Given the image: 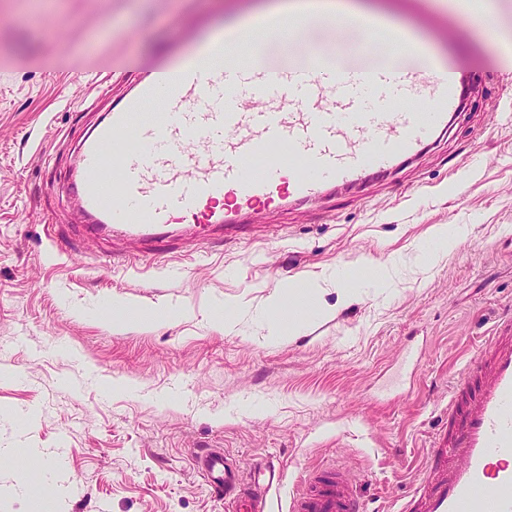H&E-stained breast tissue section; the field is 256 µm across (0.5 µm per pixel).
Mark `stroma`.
<instances>
[{
  "instance_id": "obj_1",
  "label": "stroma",
  "mask_w": 512,
  "mask_h": 512,
  "mask_svg": "<svg viewBox=\"0 0 512 512\" xmlns=\"http://www.w3.org/2000/svg\"><path fill=\"white\" fill-rule=\"evenodd\" d=\"M279 2L0 0V512H29L27 484L50 512H225L192 469L202 448L279 466L267 512L319 468L365 512H398L423 479L475 338L512 312V50L477 29L441 45L477 75L451 135L358 192L163 255L78 229L74 151L123 82ZM451 224L467 234L438 247ZM380 264L391 278L356 302L322 293L333 317L273 329L279 284ZM116 305L171 317L116 324Z\"/></svg>"
}]
</instances>
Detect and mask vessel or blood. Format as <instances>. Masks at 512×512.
I'll return each mask as SVG.
<instances>
[{"mask_svg":"<svg viewBox=\"0 0 512 512\" xmlns=\"http://www.w3.org/2000/svg\"><path fill=\"white\" fill-rule=\"evenodd\" d=\"M348 25L384 34L395 60L349 65L340 48L298 63L271 59L293 43L280 12H244L140 77L77 151L71 188L86 235H127L147 249L190 236L204 242L245 216L351 189L413 160L450 132L467 75L415 40L410 29L365 13ZM450 430L431 443L427 475L399 512H512V316L460 373L448 401ZM227 512H266L282 473L243 478L229 454L193 459ZM289 512H362L344 472H313Z\"/></svg>","mask_w":512,"mask_h":512,"instance_id":"vessel-or-blood-1","label":"vessel or blood"}]
</instances>
